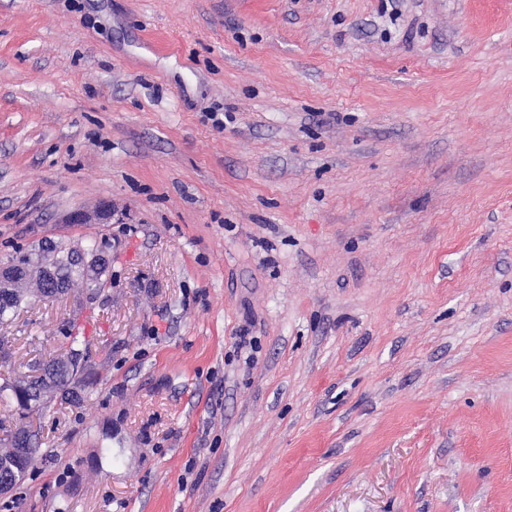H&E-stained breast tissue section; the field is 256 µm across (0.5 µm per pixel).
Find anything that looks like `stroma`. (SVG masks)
<instances>
[{
  "mask_svg": "<svg viewBox=\"0 0 512 512\" xmlns=\"http://www.w3.org/2000/svg\"><path fill=\"white\" fill-rule=\"evenodd\" d=\"M49 241L108 285L0 377L71 320L97 384L0 512H512V0H0V261Z\"/></svg>",
  "mask_w": 512,
  "mask_h": 512,
  "instance_id": "obj_1",
  "label": "stroma"
}]
</instances>
